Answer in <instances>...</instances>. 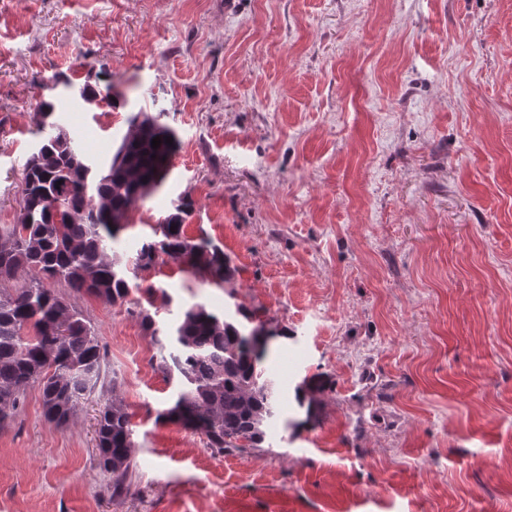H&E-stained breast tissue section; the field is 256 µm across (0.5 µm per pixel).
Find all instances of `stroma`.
<instances>
[{"mask_svg": "<svg viewBox=\"0 0 512 512\" xmlns=\"http://www.w3.org/2000/svg\"><path fill=\"white\" fill-rule=\"evenodd\" d=\"M100 66L127 108L78 96ZM42 93L100 168L131 112L177 133L122 265L187 195L186 236L237 273L160 263L116 304L64 290L101 380L62 426L27 388L0 429V512H512V0H0V225ZM195 303L278 331L262 447L220 454L158 417L179 381L141 313L169 332ZM112 397L133 428L118 496L95 441Z\"/></svg>", "mask_w": 512, "mask_h": 512, "instance_id": "obj_1", "label": "stroma"}]
</instances>
